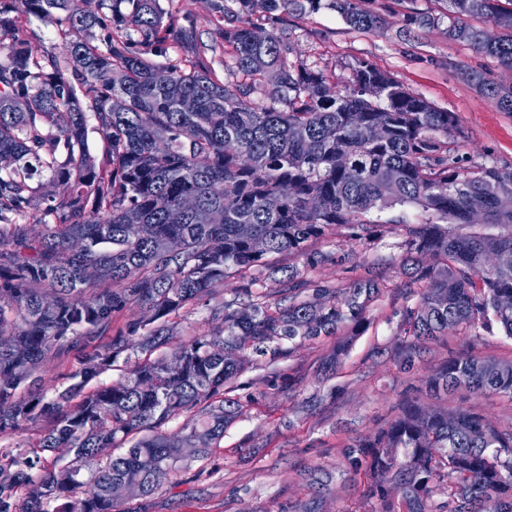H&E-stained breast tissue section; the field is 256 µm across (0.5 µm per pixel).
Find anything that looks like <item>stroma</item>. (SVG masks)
Segmentation results:
<instances>
[{"label": "stroma", "instance_id": "stroma-1", "mask_svg": "<svg viewBox=\"0 0 512 512\" xmlns=\"http://www.w3.org/2000/svg\"><path fill=\"white\" fill-rule=\"evenodd\" d=\"M220 4L236 7L235 0H162L176 24L193 22L205 42L213 37ZM362 5L381 15L380 29H351L328 9L286 15L276 24L259 15L253 21L283 36L292 57L323 71L336 85H345L352 66L364 61L435 107L455 113L449 165H512V113L498 109L464 77L477 71L489 82L512 85V70L449 41L443 0H363ZM410 14L433 16L439 23L410 26ZM374 218L364 239H351L349 229L339 227L310 242V252L345 254L341 263L312 267L303 257L287 259L310 289L364 278L382 285L336 372L319 376L322 362L337 353L334 336L292 343L287 351L249 363L224 391L239 402L241 412L225 428L219 448L205 457L186 456L159 490L134 501L136 512H382L383 502L368 490L360 443L384 428L405 401L424 398L425 379L449 359L467 354L512 362V337L495 324L474 334L449 333L423 344L413 361H406L409 339L401 319L411 300L401 224L424 222L426 215L397 206ZM246 285L271 288L268 270L230 275L213 296L170 315L178 339L221 326L224 304ZM448 406L474 409L501 428L512 426L507 396L457 394Z\"/></svg>", "mask_w": 512, "mask_h": 512}]
</instances>
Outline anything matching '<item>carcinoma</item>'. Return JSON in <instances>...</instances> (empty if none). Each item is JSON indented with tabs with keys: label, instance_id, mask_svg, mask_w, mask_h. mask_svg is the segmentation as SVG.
<instances>
[{
	"label": "carcinoma",
	"instance_id": "obj_1",
	"mask_svg": "<svg viewBox=\"0 0 512 512\" xmlns=\"http://www.w3.org/2000/svg\"><path fill=\"white\" fill-rule=\"evenodd\" d=\"M13 2L0 8L8 51L0 62V328L12 330L0 345V433L42 415L50 426L32 448L0 450V512H124L126 499L163 485L183 446L219 447L239 412L224 385L247 351L276 354L284 341L361 326L380 291L365 279L318 285L304 299L294 269L269 258L302 255L334 227L363 232L375 211L428 214L405 225V287L427 283L403 310L407 358L448 335L450 321L475 333L493 319L512 336V310L498 307L512 296V263L489 264L512 256V168L448 166L455 114L371 64L356 63L341 92L289 61L282 37L253 39L258 13L275 22L327 8L354 30L380 27L355 0H235L237 10L221 11L215 42L230 48L236 82L216 74L204 45L189 60L157 61L172 30L182 43L197 41L160 0H95L82 11L73 0ZM444 2L448 39L511 70L512 0ZM30 15L66 26L63 58L35 53L22 26ZM475 17L498 35L466 22ZM160 69L170 83L155 80ZM467 77L512 112L511 86ZM91 129L105 142L99 155L88 147ZM474 211L496 232L459 231ZM258 266L277 288L241 289L242 299L224 304V326L176 341L167 316ZM131 306L142 320L112 333L114 316ZM107 334L109 345L85 355L76 382L44 401L41 370ZM129 349L147 358L84 392ZM426 387L512 397V362L458 356ZM191 411L188 431L164 430ZM362 447L385 512H432L437 494L446 512H512V428L471 409L413 402ZM99 448L112 453L85 479L82 463ZM129 471L141 474L137 491L125 484Z\"/></svg>",
	"mask_w": 512,
	"mask_h": 512
}]
</instances>
